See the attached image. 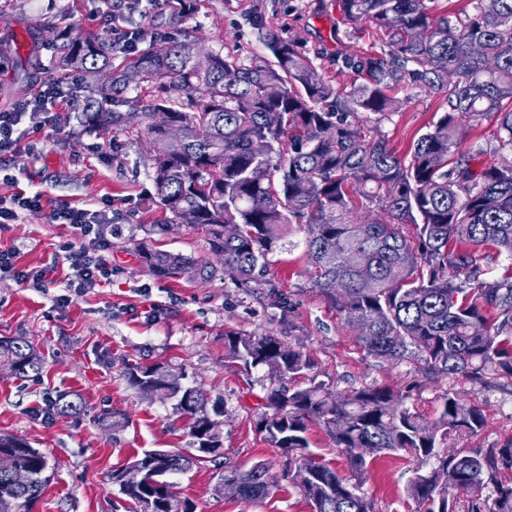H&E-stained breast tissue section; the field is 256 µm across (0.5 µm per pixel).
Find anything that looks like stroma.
<instances>
[{
    "instance_id": "1",
    "label": "stroma",
    "mask_w": 512,
    "mask_h": 512,
    "mask_svg": "<svg viewBox=\"0 0 512 512\" xmlns=\"http://www.w3.org/2000/svg\"><path fill=\"white\" fill-rule=\"evenodd\" d=\"M262 13L273 27L287 26L309 47L328 55L373 52L371 38L343 39L333 0H203L199 13L174 26L190 30L207 50L249 57L265 48L251 17ZM103 34L87 17L85 0H0V110L40 87L54 83L57 62L49 50L62 30ZM403 108L383 119L378 130L389 146L405 154L412 142L445 110L440 96L396 89ZM39 155H14L0 197L42 193L45 208L21 212L0 228V250L18 249L22 268L54 267L52 280L36 289L0 279V336H21L43 355L45 366L33 380L0 375V434H13L47 454L51 479L31 512H126L109 476L134 453L163 449L189 453V430L172 402L143 399L123 374L125 363L166 362L185 368L188 379L209 398H223L221 425L227 461L272 466L277 487L271 495L245 501L218 490L221 471L205 463L176 475L177 490L195 512H312L288 478V462L256 430L267 413L266 397L278 381L267 369L244 370L224 363V335L270 334L300 348L314 362L318 382L347 392L366 385L402 392L406 406L425 421L438 418L447 390H454L485 418L479 434L458 440V447L492 448L512 440V378L481 385L462 376L436 377L421 364L405 360L391 365L368 353L355 329L313 288L304 253L303 229L292 228V247L273 255L264 277L241 282L230 275L203 283L190 277L162 279L143 266L141 247L179 253L199 262L212 254L200 233L170 224L159 206L145 147L124 132H89L45 128ZM60 203L100 210L111 205L112 268L109 281L72 302L65 294L68 264L62 250L74 235L52 223L48 209ZM291 305L288 314L277 298ZM157 315H150L151 305ZM82 402L80 414L44 417L38 407L59 394ZM115 412L123 427L111 431L100 417ZM433 460L395 453L377 459L361 491L374 512H418L408 493L415 470Z\"/></svg>"
}]
</instances>
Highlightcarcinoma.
<instances>
[{
	"instance_id": "cac0c4a2",
	"label": "carcinoma",
	"mask_w": 512,
	"mask_h": 512,
	"mask_svg": "<svg viewBox=\"0 0 512 512\" xmlns=\"http://www.w3.org/2000/svg\"><path fill=\"white\" fill-rule=\"evenodd\" d=\"M346 40L368 27L381 42L367 55L336 54V64L362 78L333 83L324 53L261 14L252 24L263 56L210 52V66L194 63L200 38H169L163 22L136 53L114 65L112 43L94 33L58 42V65L86 76V95L68 119L82 129L124 131L125 113L141 115L137 139L149 143L158 204L204 234L217 263L141 249L149 272L184 274L207 282L230 267L242 281L264 271L285 247L292 226L305 230L313 287L357 329L370 354L391 363L415 360L437 376L477 383L512 377V266L491 282L476 279L473 250L492 245L512 258V0H474L471 15L434 16L426 0H335ZM201 0H175L172 18L186 21ZM410 88L441 96L446 110L399 157L370 122L398 112L405 100L389 91ZM494 120L497 130L481 153L498 158L474 168L461 147L464 129ZM177 124L183 139L167 130ZM263 140L265 153L253 143ZM224 363L266 367L281 384L267 395L271 412L256 431L288 457L290 475L313 512H373L357 493L371 463L404 451L435 457L417 470L409 494L424 512H512V443L501 448L450 447V436L474 437L481 411L455 393L432 423L405 406L406 396L370 385L334 391L309 375L311 358L276 336L224 335ZM43 356L23 338L0 337V371L24 380L40 374ZM124 375L147 400H176L198 453L146 451L129 462L142 483L112 485L128 512H195L170 477L204 462L224 468L221 491L241 500L268 496L276 480L265 463L249 468L222 461L224 402H209L184 383L186 370L164 363L126 364ZM55 414L80 405L59 395ZM320 426L345 455L353 480L312 456L308 426ZM48 457L20 437L0 434V512H31L49 481ZM25 470V484L12 473ZM491 494H486V491Z\"/></svg>"
}]
</instances>
